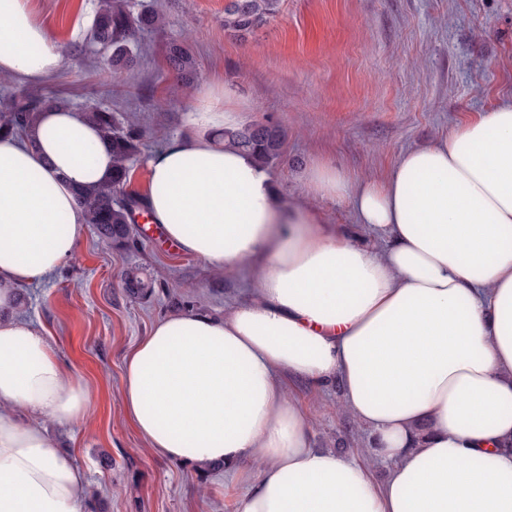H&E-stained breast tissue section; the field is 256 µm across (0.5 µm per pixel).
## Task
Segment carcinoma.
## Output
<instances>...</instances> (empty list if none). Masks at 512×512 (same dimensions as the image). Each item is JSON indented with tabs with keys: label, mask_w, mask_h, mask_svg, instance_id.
<instances>
[{
	"label": "carcinoma",
	"mask_w": 512,
	"mask_h": 512,
	"mask_svg": "<svg viewBox=\"0 0 512 512\" xmlns=\"http://www.w3.org/2000/svg\"><path fill=\"white\" fill-rule=\"evenodd\" d=\"M280 0H227L224 6V32L233 38H244L274 17ZM161 18L156 9L143 5L136 8L134 0H100L94 15L90 40L111 52L112 66L129 68L140 52L139 34L156 30ZM171 71L182 84H189L196 75L195 59L182 41H171L165 50ZM49 104L70 106L63 98H45L34 93L18 92L0 102V134L18 136L33 123L36 113ZM85 116L96 124L112 145V180L102 186L78 191V199L87 215V223L99 237L115 248H126L134 242L137 201L123 197L121 192L130 179V167L141 153L144 132L136 121L110 109L86 108ZM224 139L250 150L259 164L270 167L285 153L286 134L273 124H247L224 131ZM129 293L145 298L153 288L137 273L126 276Z\"/></svg>",
	"instance_id": "cac0c4a2"
}]
</instances>
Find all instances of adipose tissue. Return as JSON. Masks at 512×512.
I'll list each match as a JSON object with an SVG mask.
<instances>
[{
    "label": "adipose tissue",
    "instance_id": "ef3b65f1",
    "mask_svg": "<svg viewBox=\"0 0 512 512\" xmlns=\"http://www.w3.org/2000/svg\"><path fill=\"white\" fill-rule=\"evenodd\" d=\"M63 53L31 0H0V77L38 83ZM245 105L200 92L185 133L147 161L151 223L253 297L224 317L158 320L125 359L122 402L161 456L247 483L239 512H512V101L353 186L317 164L309 192L352 224L276 194L222 142ZM112 148L51 106L0 139V512H84L85 475L44 428L90 394L19 314V288L76 256V190L108 182ZM291 378L341 387L363 455L315 447ZM387 464L385 479L373 466Z\"/></svg>",
    "mask_w": 512,
    "mask_h": 512
}]
</instances>
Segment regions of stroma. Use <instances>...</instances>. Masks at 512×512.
Instances as JSON below:
<instances>
[{
    "instance_id": "stroma-1",
    "label": "stroma",
    "mask_w": 512,
    "mask_h": 512,
    "mask_svg": "<svg viewBox=\"0 0 512 512\" xmlns=\"http://www.w3.org/2000/svg\"><path fill=\"white\" fill-rule=\"evenodd\" d=\"M162 29L144 33L133 69L113 68L109 52L88 37L97 0H31L35 15L65 52L64 64L32 92L64 94L74 107H109L139 118L142 155L128 192L144 196L147 155L182 134L197 93L228 87L246 103L244 123L279 125L283 159L270 173L283 198L311 201L334 224H351L347 201L310 197L308 168L323 163L350 183L383 179L402 152L446 137L484 107L512 98V0H281L278 14L237 40L224 32L225 0H151ZM185 42L197 78L181 89L165 47ZM153 285L129 296L126 271ZM244 281L216 272L163 240L147 220L135 242L116 249L85 226L78 255L50 278L23 288L20 313L48 336L91 402L85 420L49 422L48 431L86 473L85 491L103 512H239L244 485L223 471L201 474L153 452L121 402L126 356L182 304L220 317L245 296ZM317 447L366 445L336 407V385L314 391L291 380Z\"/></svg>"
}]
</instances>
